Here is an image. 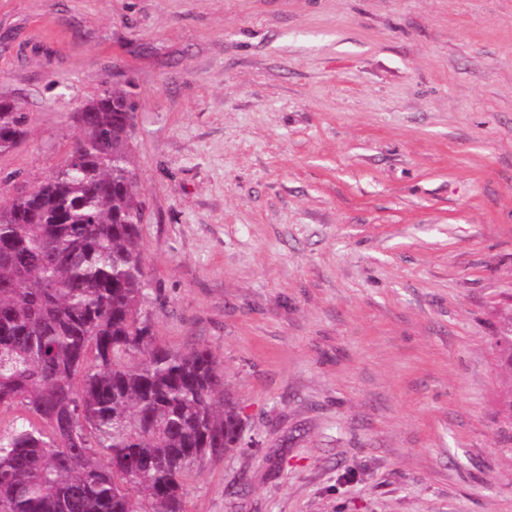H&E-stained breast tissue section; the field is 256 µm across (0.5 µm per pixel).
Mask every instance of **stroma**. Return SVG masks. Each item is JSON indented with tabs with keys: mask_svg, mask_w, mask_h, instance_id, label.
<instances>
[{
	"mask_svg": "<svg viewBox=\"0 0 512 512\" xmlns=\"http://www.w3.org/2000/svg\"><path fill=\"white\" fill-rule=\"evenodd\" d=\"M106 84L153 332L243 423L187 512H512V0H0V199ZM31 114L18 101L0 98V153L13 148L28 132Z\"/></svg>",
	"mask_w": 512,
	"mask_h": 512,
	"instance_id": "obj_1",
	"label": "stroma"
}]
</instances>
